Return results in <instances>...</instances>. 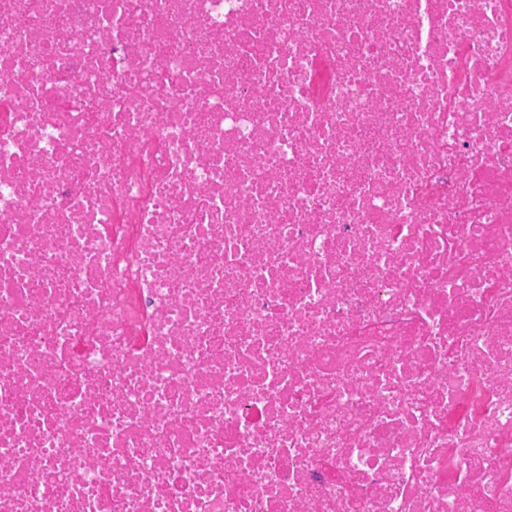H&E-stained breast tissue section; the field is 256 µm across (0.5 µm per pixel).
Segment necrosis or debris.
I'll return each mask as SVG.
<instances>
[{"label":"necrosis or debris","instance_id":"1","mask_svg":"<svg viewBox=\"0 0 512 512\" xmlns=\"http://www.w3.org/2000/svg\"><path fill=\"white\" fill-rule=\"evenodd\" d=\"M0 512H512V0H0Z\"/></svg>","mask_w":512,"mask_h":512}]
</instances>
